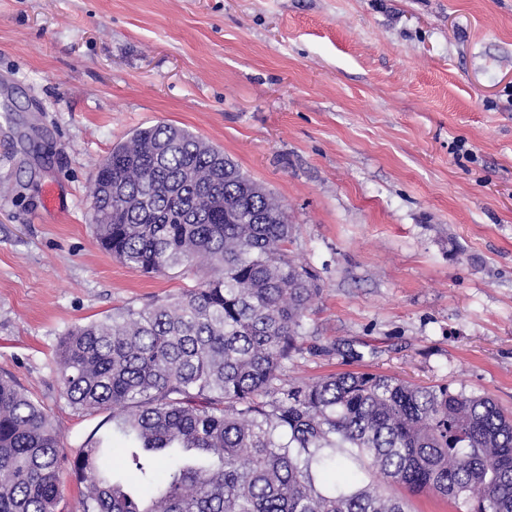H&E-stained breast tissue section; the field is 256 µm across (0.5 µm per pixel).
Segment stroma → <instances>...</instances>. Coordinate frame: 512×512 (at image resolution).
Listing matches in <instances>:
<instances>
[{
	"instance_id": "obj_1",
	"label": "stroma",
	"mask_w": 512,
	"mask_h": 512,
	"mask_svg": "<svg viewBox=\"0 0 512 512\" xmlns=\"http://www.w3.org/2000/svg\"><path fill=\"white\" fill-rule=\"evenodd\" d=\"M159 123L281 200L321 279L281 384L382 373L512 413V0H0V377L66 456L103 416L61 397V336L203 278L94 234L99 163Z\"/></svg>"
}]
</instances>
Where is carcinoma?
I'll use <instances>...</instances> for the list:
<instances>
[{
	"label": "carcinoma",
	"mask_w": 512,
	"mask_h": 512,
	"mask_svg": "<svg viewBox=\"0 0 512 512\" xmlns=\"http://www.w3.org/2000/svg\"><path fill=\"white\" fill-rule=\"evenodd\" d=\"M92 210L126 266L212 273L64 334L61 396L107 413L68 459L45 406L0 377V512H60L66 463L76 512H407L374 473L456 512H512V417L489 397L356 371L278 384L323 288L286 253L287 208L223 152L138 129L99 164ZM117 438L135 493L107 463Z\"/></svg>",
	"instance_id": "1"
}]
</instances>
